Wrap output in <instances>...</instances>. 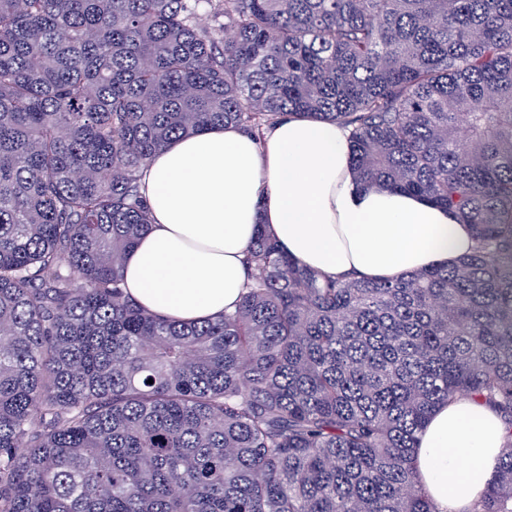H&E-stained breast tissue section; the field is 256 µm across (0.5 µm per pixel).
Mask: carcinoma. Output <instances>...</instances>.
I'll return each mask as SVG.
<instances>
[{
    "label": "carcinoma",
    "instance_id": "1",
    "mask_svg": "<svg viewBox=\"0 0 512 512\" xmlns=\"http://www.w3.org/2000/svg\"><path fill=\"white\" fill-rule=\"evenodd\" d=\"M287 114L471 252L333 279L260 224L235 310L143 309L153 156ZM466 396L507 447L468 512H512V0H0V512H437L417 435Z\"/></svg>",
    "mask_w": 512,
    "mask_h": 512
}]
</instances>
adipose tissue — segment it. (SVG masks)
<instances>
[{
  "label": "adipose tissue",
  "instance_id": "obj_1",
  "mask_svg": "<svg viewBox=\"0 0 512 512\" xmlns=\"http://www.w3.org/2000/svg\"><path fill=\"white\" fill-rule=\"evenodd\" d=\"M144 194L153 222L123 267L152 313L201 322L234 309L257 225L304 267L332 277L391 279L449 266L473 246L468 225L425 198L353 178L346 132L283 116L263 139L229 125L186 136L151 160ZM484 403L436 409L415 461L439 512H469L503 452Z\"/></svg>",
  "mask_w": 512,
  "mask_h": 512
}]
</instances>
